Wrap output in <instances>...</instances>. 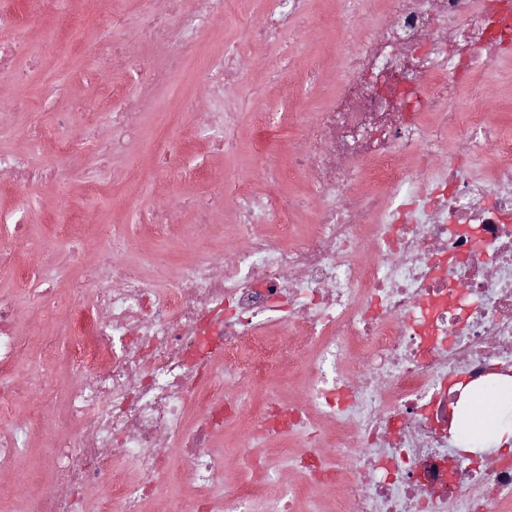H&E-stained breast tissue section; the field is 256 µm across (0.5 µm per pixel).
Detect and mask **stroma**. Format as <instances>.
Returning a JSON list of instances; mask_svg holds the SVG:
<instances>
[{"mask_svg":"<svg viewBox=\"0 0 512 512\" xmlns=\"http://www.w3.org/2000/svg\"><path fill=\"white\" fill-rule=\"evenodd\" d=\"M224 15L201 31L197 37L198 57L194 63L175 73L156 90V108L146 113L127 156L114 158L111 165L98 172L101 183L111 185L113 168L135 163L142 171L140 180L113 187L102 195L88 193L86 177L72 170L67 188L39 186L28 189L34 205L29 209L28 240L20 256L21 268L52 278L68 273L79 276L77 267L60 271L58 267L72 247H79L86 261H94L105 240L98 229L113 226L116 233L127 235L133 254L162 267L175 276L190 254L181 239L186 224L192 223L190 209L181 205L204 190L236 178L250 181L257 192H264L261 166L255 157L256 133L266 122L268 113L293 112L315 117L332 94L342 69L334 47L336 43V0H309L307 20L285 32L284 37L295 47V56L278 73H270L274 49L254 45L247 31L262 17L264 0H226ZM72 12L78 21L67 34H59L52 16H45L25 30L26 41L39 46L47 38L61 42L86 43L104 41L103 33L82 21L83 4L73 0ZM232 51L246 67L242 84L230 90L228 97L205 99L197 76L206 60ZM126 94L139 89V74L116 68L97 70L91 52L76 56L47 55L38 70L28 75L25 84H16L11 73H0V152L29 153L33 165L40 166L57 156L56 142L72 140L74 129L52 127L48 138L38 146H30L25 131L34 123L50 125L56 112L71 111L75 102L85 101L97 111L108 112L116 100L115 88ZM481 95L490 120L498 122L512 106V49L503 51L489 65L482 81ZM37 103L35 111H18L20 100ZM229 110L237 113L233 135L239 144L236 154H213L198 140L205 134V113ZM174 127L182 144L183 165L176 171H162L151 152V145L162 128ZM175 203L170 227L159 229L150 224L149 212L155 202ZM73 215L78 226L69 229L62 217ZM54 412L44 414L37 429L28 437V447L11 468L0 470V512H26L23 486L42 483L50 477L47 430L58 428Z\"/></svg>","mask_w":512,"mask_h":512,"instance_id":"stroma-1","label":"stroma"}]
</instances>
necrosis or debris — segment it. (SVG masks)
<instances>
[{"label":"necrosis or debris","mask_w":512,"mask_h":512,"mask_svg":"<svg viewBox=\"0 0 512 512\" xmlns=\"http://www.w3.org/2000/svg\"><path fill=\"white\" fill-rule=\"evenodd\" d=\"M137 0L140 35L97 52L100 68H137L144 38L166 66L146 69L139 96L102 113L86 102L58 113L83 117V132L109 129L87 153L62 143L70 165L104 166L133 138L156 86L193 58V31L218 19L224 0ZM250 36L268 43L297 25L307 0H271ZM384 19L351 48H340L336 92L290 155L318 199L306 235L289 241L294 202L269 171L266 189L240 180L191 204L197 231L214 223L225 197L237 203L234 249H211L160 283L103 248L93 264L80 253L72 303L59 317L74 383L54 436L52 487L28 486L29 512H87L85 493L102 491L96 512H146L162 492L170 456L181 448L189 512H249L268 495L270 448L327 425V448L291 460L302 481L278 495L273 512H299L320 487H342L346 512H512V457L495 464L458 457L454 423L467 401L450 377L481 383L512 369V135L478 102L482 73L512 46V0H356ZM490 154L492 177L461 163L432 170L448 150V128ZM60 165L34 166L0 154V171L19 189L58 185ZM496 267L488 276V267ZM13 296L0 292V372L16 371L26 346ZM288 339L287 350L269 343ZM309 364L300 400L269 393L267 380ZM235 390H224L225 381ZM55 390L51 373L0 395V468L27 446L32 423L12 420L13 401ZM205 404L187 422L188 404ZM245 429L237 461L248 487L225 481L216 453L225 430ZM131 472L121 482L116 470ZM437 495H430V488Z\"/></svg>","instance_id":"obj_1"}]
</instances>
